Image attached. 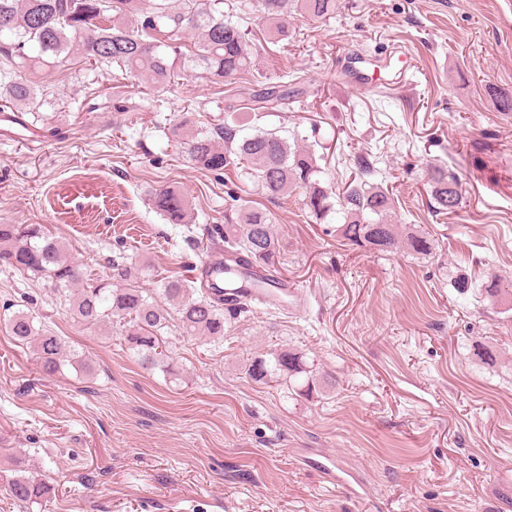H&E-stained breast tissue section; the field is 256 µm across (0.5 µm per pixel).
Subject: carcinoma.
Returning a JSON list of instances; mask_svg holds the SVG:
<instances>
[{"label": "carcinoma", "mask_w": 512, "mask_h": 512, "mask_svg": "<svg viewBox=\"0 0 512 512\" xmlns=\"http://www.w3.org/2000/svg\"><path fill=\"white\" fill-rule=\"evenodd\" d=\"M141 2L0 0V64L10 66L0 70V112H17L34 102L42 88L36 75L62 70L75 60L96 73L116 67L130 78H144L155 94L177 83L189 68L200 70L201 78L221 87L250 73L252 31L240 16L235 22L224 19L221 0H152L147 8ZM338 8L339 0H257L256 5L265 21H275L274 34L281 37L288 36V21H324ZM186 31L199 37L192 57L184 55L179 45ZM295 96L288 83L279 82L249 95L246 101L256 112L287 107ZM175 135L190 162L202 170L222 176L228 167L241 168L256 176L258 186L270 198L302 187L305 205L315 217L320 219L331 209L328 190L314 179L318 173L314 154L291 148L277 129L256 127L244 135L237 112L228 108L224 118L204 123L202 130L184 121L175 128ZM368 174V166H359L343 192L341 237L380 253L406 249L431 256L435 245L429 236L419 232L403 236L398 225L388 223L394 199L389 191L370 185ZM429 185L436 212L455 214L462 208L461 185L455 174L433 167ZM151 199L169 223H190L186 200L179 191L156 188ZM221 233L224 252L238 256L234 264L224 265V287L236 288L242 281L254 288H276L282 283L276 264L281 244L271 212L241 203ZM0 266L50 283L62 292L73 318L85 325L116 320L128 350L150 371L178 375L165 345L166 304L178 311L184 334L213 341L224 338V293H213L205 286L198 289L181 277H167L160 303L139 286L142 270L123 256L112 258L107 278L88 285L82 266L41 224H0ZM482 287L493 302L512 296V281L496 274L487 275ZM3 322L15 341L32 349L44 374L59 372L64 359L71 356L66 341L35 324L29 313L14 311ZM277 374L306 375L301 392L305 397L322 385L303 355L292 350L273 351L270 358H257L247 369V375L259 382ZM7 493L18 502L40 504L46 501L49 488L34 476L15 475L7 480Z\"/></svg>", "instance_id": "cac0c4a2"}]
</instances>
